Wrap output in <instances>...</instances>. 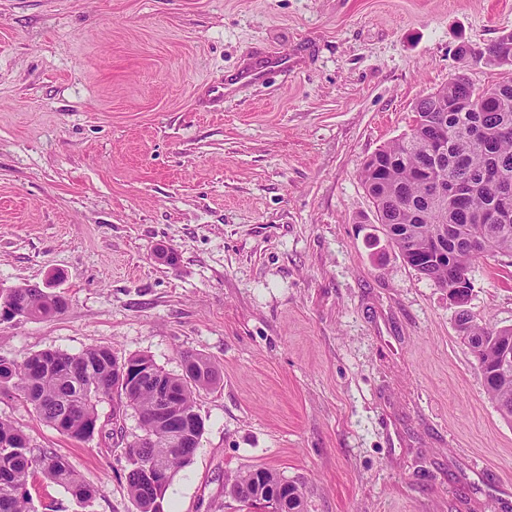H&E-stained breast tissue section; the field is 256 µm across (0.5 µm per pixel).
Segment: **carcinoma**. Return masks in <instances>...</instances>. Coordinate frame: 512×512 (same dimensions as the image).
Segmentation results:
<instances>
[{"mask_svg": "<svg viewBox=\"0 0 512 512\" xmlns=\"http://www.w3.org/2000/svg\"><path fill=\"white\" fill-rule=\"evenodd\" d=\"M474 58L501 67L497 46L489 44ZM419 118L410 133L377 151L363 164L362 177L376 209L377 220L403 260L437 287H472L471 265L489 253L512 257V218L495 217L512 202V79L477 88L467 76L422 99ZM444 172L448 198L431 195L430 182ZM16 306L34 318H50L66 304L42 288H0V306ZM461 336H473L477 363L493 366L501 347L512 342V328L495 329L457 318ZM184 363L198 374L174 377L180 390L179 420L189 428H204L195 414L196 396L215 384L210 361L195 355ZM115 364L108 347H91L78 355L46 350L21 361L0 359V386H11L31 405L37 417L76 441L93 437L99 421L97 406L112 395ZM485 392L506 418H512V378L491 379ZM126 403L139 415L142 434L126 445L127 492L136 512H162L165 492L174 473L189 463L198 442L170 445L169 428L150 417L158 399L151 385L130 390ZM61 485L86 508L102 490L84 482L70 461L57 453L35 455L26 435L0 420V512H35L27 490L34 472ZM281 478L266 468L240 473L229 494L246 486L270 493Z\"/></svg>", "mask_w": 512, "mask_h": 512, "instance_id": "carcinoma-1", "label": "carcinoma"}]
</instances>
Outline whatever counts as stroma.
I'll return each mask as SVG.
<instances>
[{
	"label": "stroma",
	"mask_w": 512,
	"mask_h": 512,
	"mask_svg": "<svg viewBox=\"0 0 512 512\" xmlns=\"http://www.w3.org/2000/svg\"><path fill=\"white\" fill-rule=\"evenodd\" d=\"M505 30L512 0H0V287L67 299L1 322L0 359L211 361L164 512H246L224 482L260 467L303 512H512V421L361 177L454 72L512 73L456 56ZM470 278L474 322L512 327V257ZM115 408L75 441L0 392V419L102 488L91 512H136L140 420ZM28 489L36 512H82Z\"/></svg>",
	"instance_id": "1"
}]
</instances>
